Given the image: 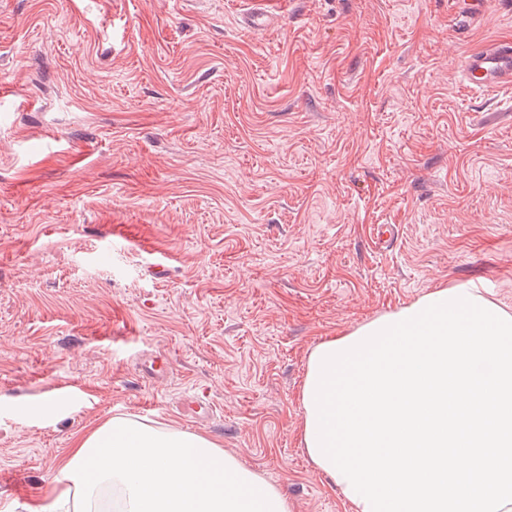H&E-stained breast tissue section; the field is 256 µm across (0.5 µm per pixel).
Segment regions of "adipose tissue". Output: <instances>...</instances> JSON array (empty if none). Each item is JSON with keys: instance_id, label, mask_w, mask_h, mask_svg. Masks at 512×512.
I'll use <instances>...</instances> for the list:
<instances>
[{"instance_id": "adipose-tissue-1", "label": "adipose tissue", "mask_w": 512, "mask_h": 512, "mask_svg": "<svg viewBox=\"0 0 512 512\" xmlns=\"http://www.w3.org/2000/svg\"><path fill=\"white\" fill-rule=\"evenodd\" d=\"M55 499L91 512L102 488L121 490L122 512H293L276 487L207 436L109 418L62 459Z\"/></svg>"}]
</instances>
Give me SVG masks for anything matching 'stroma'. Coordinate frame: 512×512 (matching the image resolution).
<instances>
[{
	"instance_id": "stroma-1",
	"label": "stroma",
	"mask_w": 512,
	"mask_h": 512,
	"mask_svg": "<svg viewBox=\"0 0 512 512\" xmlns=\"http://www.w3.org/2000/svg\"><path fill=\"white\" fill-rule=\"evenodd\" d=\"M251 7L0 0V512H49L111 417L348 512L300 444L310 349L451 283L512 306V87L461 76L512 0Z\"/></svg>"
}]
</instances>
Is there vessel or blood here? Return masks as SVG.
<instances>
[{
  "instance_id": "b4317fda",
  "label": "vessel or blood",
  "mask_w": 512,
  "mask_h": 512,
  "mask_svg": "<svg viewBox=\"0 0 512 512\" xmlns=\"http://www.w3.org/2000/svg\"><path fill=\"white\" fill-rule=\"evenodd\" d=\"M464 82L472 90L490 91L512 86V41L501 40L470 51L461 65Z\"/></svg>"
}]
</instances>
